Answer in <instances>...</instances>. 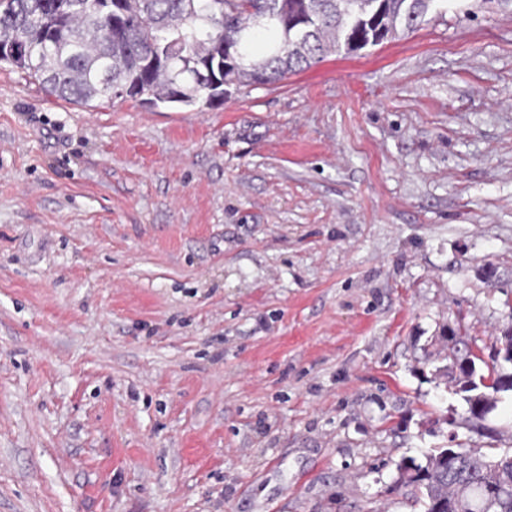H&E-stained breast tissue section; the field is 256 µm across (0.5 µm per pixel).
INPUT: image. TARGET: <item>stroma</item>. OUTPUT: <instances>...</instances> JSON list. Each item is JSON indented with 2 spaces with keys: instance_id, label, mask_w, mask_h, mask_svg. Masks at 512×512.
<instances>
[{
  "instance_id": "stroma-1",
  "label": "stroma",
  "mask_w": 512,
  "mask_h": 512,
  "mask_svg": "<svg viewBox=\"0 0 512 512\" xmlns=\"http://www.w3.org/2000/svg\"><path fill=\"white\" fill-rule=\"evenodd\" d=\"M510 327L512 0L218 107L0 64V512H413Z\"/></svg>"
}]
</instances>
